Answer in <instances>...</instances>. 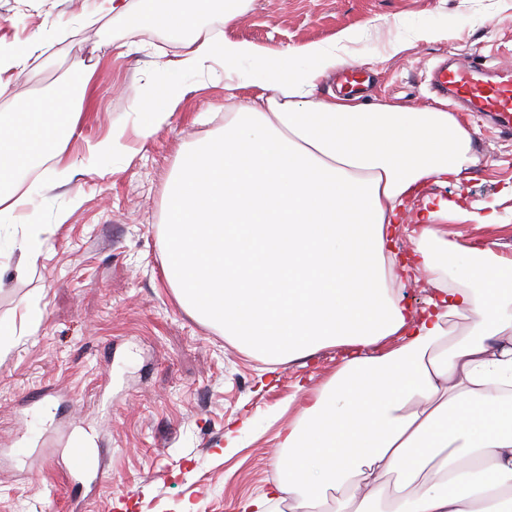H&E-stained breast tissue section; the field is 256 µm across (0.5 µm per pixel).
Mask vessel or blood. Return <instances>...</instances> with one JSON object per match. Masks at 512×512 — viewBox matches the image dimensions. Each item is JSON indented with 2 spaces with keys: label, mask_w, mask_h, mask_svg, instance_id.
<instances>
[{
  "label": "vessel or blood",
  "mask_w": 512,
  "mask_h": 512,
  "mask_svg": "<svg viewBox=\"0 0 512 512\" xmlns=\"http://www.w3.org/2000/svg\"><path fill=\"white\" fill-rule=\"evenodd\" d=\"M431 85L436 94L447 97L452 104L491 113L499 126L512 130V69L440 64L432 70Z\"/></svg>",
  "instance_id": "obj_1"
}]
</instances>
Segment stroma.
I'll return each mask as SVG.
<instances>
[{"mask_svg": "<svg viewBox=\"0 0 512 512\" xmlns=\"http://www.w3.org/2000/svg\"><path fill=\"white\" fill-rule=\"evenodd\" d=\"M127 16L109 0H0V43L48 38L8 76L0 109L35 100L86 73L67 160L88 144L124 131V154L95 160L64 177L63 165H33L25 183L56 188L26 206L41 256L16 275L18 253L0 249V320L16 325L0 359V512H235L268 490L280 455L277 434L336 373L343 350L268 368L264 359L184 308L164 276L167 189L190 145L224 126V116L254 99L257 87L231 83L223 62L184 74L173 69L181 39L143 27L127 33ZM205 26L273 50L329 43L361 33L347 58L371 77L363 102L410 108L434 104L431 67L451 59L497 67L512 63V0H253L230 21ZM447 28L437 42L407 34ZM405 41L392 53L396 41ZM182 85L169 124L150 139L137 114L160 97V69ZM476 162L459 184L427 193L496 211L495 223L448 218L461 245L486 241L512 257V132L487 115L459 113ZM251 417L254 432L221 456L229 424ZM92 439L100 479L75 487L63 465L77 433Z\"/></svg>", "mask_w": 512, "mask_h": 512, "instance_id": "stroma-1", "label": "stroma"}]
</instances>
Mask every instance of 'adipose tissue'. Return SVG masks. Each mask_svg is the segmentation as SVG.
Segmentation results:
<instances>
[{"label":"adipose tissue","instance_id":"obj_1","mask_svg":"<svg viewBox=\"0 0 512 512\" xmlns=\"http://www.w3.org/2000/svg\"><path fill=\"white\" fill-rule=\"evenodd\" d=\"M251 2L138 0L129 22L183 37L179 70L220 58L259 89L169 185L164 274L179 303L271 363L347 351L285 431L271 489L242 512L274 500L321 512L331 492L336 512H512V258L450 239L444 200L410 228V253L392 250L423 183L475 163L470 133L433 105L316 97L353 31L283 51L202 31ZM73 132L48 102L0 113V239L22 254L17 274L40 257L13 230L31 200L18 174ZM411 272L437 290L417 315L392 287ZM453 315L469 321L454 340ZM390 336L401 344L378 353Z\"/></svg>","mask_w":512,"mask_h":512}]
</instances>
